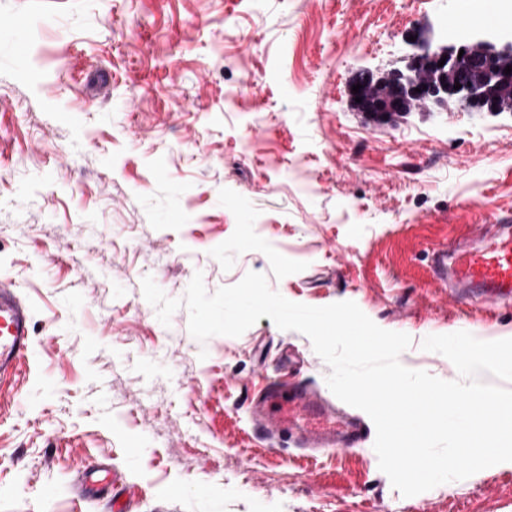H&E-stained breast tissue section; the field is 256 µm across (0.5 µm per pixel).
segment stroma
Returning a JSON list of instances; mask_svg holds the SVG:
<instances>
[{"instance_id":"1","label":"stroma","mask_w":512,"mask_h":512,"mask_svg":"<svg viewBox=\"0 0 512 512\" xmlns=\"http://www.w3.org/2000/svg\"><path fill=\"white\" fill-rule=\"evenodd\" d=\"M470 3L0 0V277L34 344L0 389V512H111L92 464L128 512H512V464L405 497L372 443L309 458L260 440L248 403L282 353L304 361L289 381L327 386L310 339L263 317L202 343L141 289L259 272L296 303L355 302L411 337L402 365L445 381L426 336L512 338V311L427 285L432 248L512 219V112L380 124L346 95L406 68L414 31L512 38Z\"/></svg>"}]
</instances>
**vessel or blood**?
<instances>
[{
	"label": "vessel or blood",
	"mask_w": 512,
	"mask_h": 512,
	"mask_svg": "<svg viewBox=\"0 0 512 512\" xmlns=\"http://www.w3.org/2000/svg\"><path fill=\"white\" fill-rule=\"evenodd\" d=\"M433 285L470 306L489 309L512 306V224H492L477 238L431 253ZM32 309L15 283L0 278V385L13 381L29 355ZM254 434L263 440L291 432L297 447L355 448L369 429L325 398L310 383L267 379L249 402Z\"/></svg>",
	"instance_id": "1"
}]
</instances>
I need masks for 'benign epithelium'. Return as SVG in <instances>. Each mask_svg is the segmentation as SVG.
Segmentation results:
<instances>
[{
    "label": "benign epithelium",
    "mask_w": 512,
    "mask_h": 512,
    "mask_svg": "<svg viewBox=\"0 0 512 512\" xmlns=\"http://www.w3.org/2000/svg\"><path fill=\"white\" fill-rule=\"evenodd\" d=\"M412 45L416 53L408 72L373 83L360 77L352 79L346 87L348 98L353 101L357 97L376 96L394 105L410 98L417 107L451 103L476 112L503 111L496 91L512 84V73H504L506 67H512V41L497 45L474 37L458 46H443L418 35ZM441 60L445 64L440 67ZM450 68L457 70L451 82L447 80ZM357 84L362 88L354 94L352 86ZM458 84L461 88L454 89Z\"/></svg>",
    "instance_id": "7a95c632"
}]
</instances>
